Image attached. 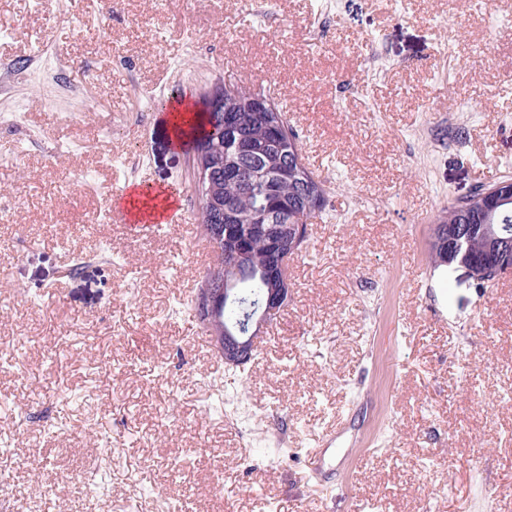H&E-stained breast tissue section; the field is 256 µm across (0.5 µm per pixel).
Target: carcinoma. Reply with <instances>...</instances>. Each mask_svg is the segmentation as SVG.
<instances>
[{
	"mask_svg": "<svg viewBox=\"0 0 512 512\" xmlns=\"http://www.w3.org/2000/svg\"><path fill=\"white\" fill-rule=\"evenodd\" d=\"M252 95L247 87L224 88V107L235 109L232 116L242 150H225L224 136L220 135L224 129V112H212L195 121L183 120L181 136L194 139L205 132V127H211V131L205 133L211 150V181L217 188L218 204L199 206V215L205 235L214 247L224 252V264L232 263L238 246V241L226 233V225L254 224L260 214L281 208L288 209V215L295 217L294 229L282 231L283 246L276 250L268 233L255 231L247 238L252 266L265 270L281 265L283 256L280 252L297 255L302 251L309 237L311 219L325 211L327 197L322 183L303 162L297 132L285 123L280 128L279 137H273L268 124L279 121L283 113L268 112L261 118L258 113L248 111ZM265 161L274 167L288 169V174L275 181L268 190L253 178L254 171ZM228 162L238 167V178L225 177ZM486 223L502 225L503 236L509 238L512 246V202L499 205L481 189L462 199L449 201L429 238L430 259L436 263L448 262V239L454 228L463 225L475 228Z\"/></svg>",
	"mask_w": 512,
	"mask_h": 512,
	"instance_id": "cac0c4a2",
	"label": "carcinoma"
}]
</instances>
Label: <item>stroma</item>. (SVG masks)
I'll return each instance as SVG.
<instances>
[{"instance_id": "obj_1", "label": "stroma", "mask_w": 512, "mask_h": 512, "mask_svg": "<svg viewBox=\"0 0 512 512\" xmlns=\"http://www.w3.org/2000/svg\"><path fill=\"white\" fill-rule=\"evenodd\" d=\"M1 28L10 512H512V274L428 255L449 200L512 179V0H0ZM228 85L279 105L328 197L242 369L195 318L192 147L165 121ZM139 182L182 222H124Z\"/></svg>"}]
</instances>
